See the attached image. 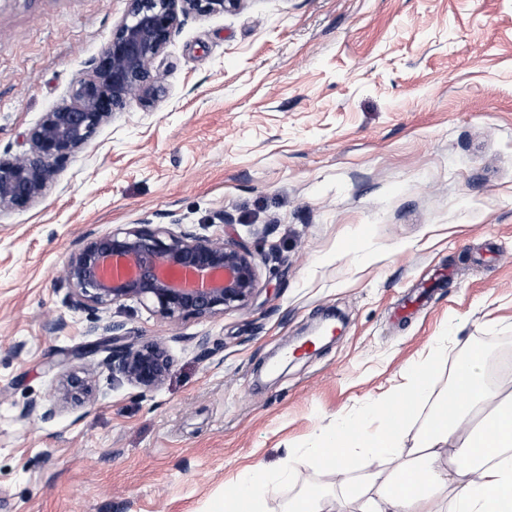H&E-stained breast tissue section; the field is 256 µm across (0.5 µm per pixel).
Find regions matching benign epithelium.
Wrapping results in <instances>:
<instances>
[{
	"mask_svg": "<svg viewBox=\"0 0 512 512\" xmlns=\"http://www.w3.org/2000/svg\"><path fill=\"white\" fill-rule=\"evenodd\" d=\"M111 38L91 60L72 101L44 113L29 131L28 151L0 156V211H23L48 194L58 171L98 129L132 105L151 107L166 90L154 70L180 18L205 17L237 8L242 0H126ZM259 285L257 266L245 243L186 228L177 233L141 224L88 236L69 257L62 279L69 308L99 310L137 302L162 320L222 314L248 305ZM94 344L108 352L112 377L145 389L160 387L172 358L160 341H131L126 324L110 321ZM89 395L86 378L65 375L56 400L30 402L22 415L52 419L61 405Z\"/></svg>",
	"mask_w": 512,
	"mask_h": 512,
	"instance_id": "obj_1",
	"label": "benign epithelium"
}]
</instances>
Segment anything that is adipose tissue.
I'll return each mask as SVG.
<instances>
[{"label":"adipose tissue","mask_w":512,"mask_h":512,"mask_svg":"<svg viewBox=\"0 0 512 512\" xmlns=\"http://www.w3.org/2000/svg\"><path fill=\"white\" fill-rule=\"evenodd\" d=\"M434 352L411 371L409 389L369 402L361 415L337 422L311 441L307 452L331 466L391 460L386 479L370 473L346 490L361 512H512V396L501 398L486 378V355L469 350L457 365L447 393L433 397L431 373L443 360ZM434 398L414 448L404 449L405 422L424 399ZM455 451V472L441 465L445 449ZM287 467L245 473L225 490L218 512H264L270 488L286 481ZM458 479L448 509L437 494Z\"/></svg>","instance_id":"1"}]
</instances>
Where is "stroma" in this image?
<instances>
[{
	"mask_svg": "<svg viewBox=\"0 0 512 512\" xmlns=\"http://www.w3.org/2000/svg\"><path fill=\"white\" fill-rule=\"evenodd\" d=\"M126 0H0V155L29 149ZM166 88L104 124L26 211L0 214V512H213L247 469L289 464L265 512L382 463L304 449L408 387L433 351L512 345V0H244L181 19ZM205 224L259 273L242 309L175 322L64 305L88 234ZM336 312V340L306 346ZM162 341L146 390L84 353L108 321ZM85 373L92 398L22 418Z\"/></svg>",
	"mask_w": 512,
	"mask_h": 512,
	"instance_id": "35a3bbf8",
	"label": "stroma"
}]
</instances>
